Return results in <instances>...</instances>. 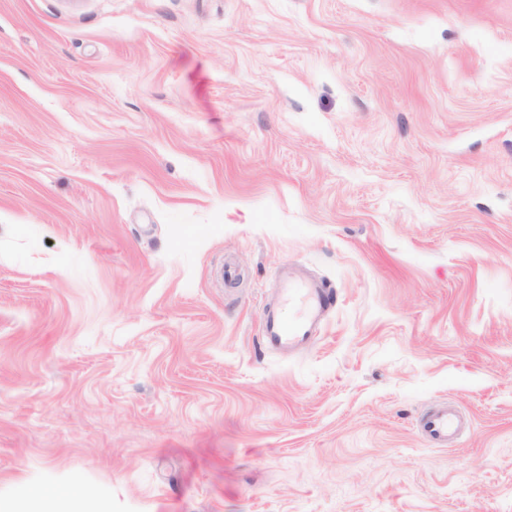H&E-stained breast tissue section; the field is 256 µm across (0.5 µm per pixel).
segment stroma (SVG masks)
Returning <instances> with one entry per match:
<instances>
[{"instance_id": "35a3bbf8", "label": "stroma", "mask_w": 512, "mask_h": 512, "mask_svg": "<svg viewBox=\"0 0 512 512\" xmlns=\"http://www.w3.org/2000/svg\"><path fill=\"white\" fill-rule=\"evenodd\" d=\"M287 265L333 298L296 354ZM33 490L512 512V0H0V512ZM425 426L433 440L447 442L448 434L454 433L458 428V416L448 411L447 405L436 407L425 417Z\"/></svg>"}]
</instances>
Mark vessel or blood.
<instances>
[{
    "instance_id": "vessel-or-blood-1",
    "label": "vessel or blood",
    "mask_w": 512,
    "mask_h": 512,
    "mask_svg": "<svg viewBox=\"0 0 512 512\" xmlns=\"http://www.w3.org/2000/svg\"><path fill=\"white\" fill-rule=\"evenodd\" d=\"M330 304V295L317 282L283 274L279 304L263 311L261 325L265 345L292 348L309 343ZM425 426L433 440L444 442L457 430L458 417L441 405L426 415Z\"/></svg>"
}]
</instances>
